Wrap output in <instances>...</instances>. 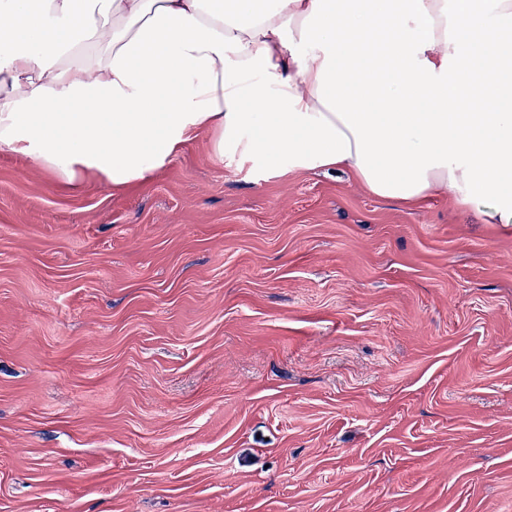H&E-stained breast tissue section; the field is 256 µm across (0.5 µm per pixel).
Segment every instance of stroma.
<instances>
[{"instance_id": "35a3bbf8", "label": "stroma", "mask_w": 512, "mask_h": 512, "mask_svg": "<svg viewBox=\"0 0 512 512\" xmlns=\"http://www.w3.org/2000/svg\"><path fill=\"white\" fill-rule=\"evenodd\" d=\"M212 140L0 152V512H512V224Z\"/></svg>"}]
</instances>
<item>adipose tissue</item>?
Returning <instances> with one entry per match:
<instances>
[{
    "mask_svg": "<svg viewBox=\"0 0 512 512\" xmlns=\"http://www.w3.org/2000/svg\"><path fill=\"white\" fill-rule=\"evenodd\" d=\"M198 131L512 224V0H0V152L121 188Z\"/></svg>",
    "mask_w": 512,
    "mask_h": 512,
    "instance_id": "1",
    "label": "adipose tissue"
}]
</instances>
